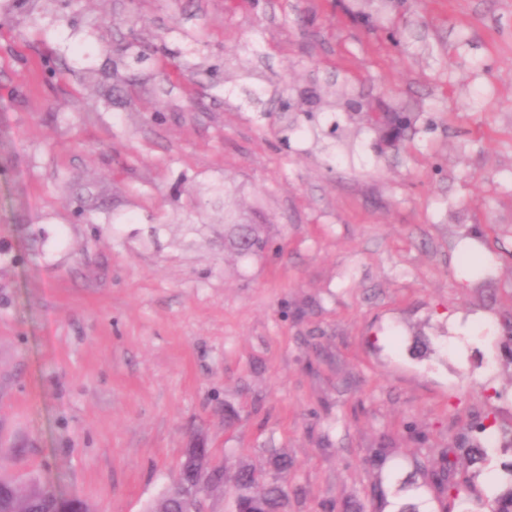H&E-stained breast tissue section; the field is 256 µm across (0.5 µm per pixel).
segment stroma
<instances>
[{
  "mask_svg": "<svg viewBox=\"0 0 512 512\" xmlns=\"http://www.w3.org/2000/svg\"><path fill=\"white\" fill-rule=\"evenodd\" d=\"M508 317L512 0H0V474L145 512L198 438L292 459L290 512H444L425 467L512 426ZM368 124L378 129L394 132L397 141L402 132L409 128L414 121L413 112H393L388 106L379 104L377 112L372 115L366 114ZM224 248L235 253L239 257L258 255L267 247V238L261 230V224L240 222L232 214L225 213ZM243 240L249 241L248 248L241 246Z\"/></svg>",
  "mask_w": 512,
  "mask_h": 512,
  "instance_id": "obj_1",
  "label": "stroma"
}]
</instances>
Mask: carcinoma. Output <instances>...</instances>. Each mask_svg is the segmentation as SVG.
Here are the masks:
<instances>
[{
	"instance_id": "1",
	"label": "carcinoma",
	"mask_w": 512,
	"mask_h": 512,
	"mask_svg": "<svg viewBox=\"0 0 512 512\" xmlns=\"http://www.w3.org/2000/svg\"><path fill=\"white\" fill-rule=\"evenodd\" d=\"M368 124L378 129L390 131L395 138L414 121L411 112H394L384 104L378 105L377 112L366 116ZM227 232L224 235V248L240 257L258 255L267 247L261 225L240 222L232 214L224 215ZM487 416H481L473 425L474 435L464 448L460 449L473 464H485L489 461L487 437L496 433L512 448V429L496 426V423L484 424ZM208 449L201 444L188 448L181 464L176 481L154 502L147 512H184L186 508L184 492L197 482V473L207 466ZM271 472L263 480L257 477V469L252 465H240L235 468L231 492L239 499V512H288L290 498L288 494V470L293 466L288 457L275 455L269 462ZM505 479L492 488L490 496L493 512H512V463L503 466ZM429 475L437 493L455 500L468 487V480L457 477L453 463L443 453L433 461ZM0 512H89L88 504L79 499H67L57 495L50 487L42 485L32 478L28 483L19 485L11 478L0 477Z\"/></svg>"
}]
</instances>
